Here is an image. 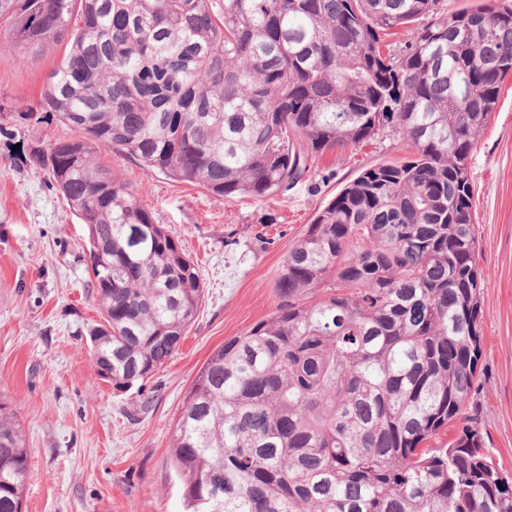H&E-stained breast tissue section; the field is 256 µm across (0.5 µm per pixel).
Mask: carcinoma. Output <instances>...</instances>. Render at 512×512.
<instances>
[{
    "instance_id": "cac0c4a2",
    "label": "carcinoma",
    "mask_w": 512,
    "mask_h": 512,
    "mask_svg": "<svg viewBox=\"0 0 512 512\" xmlns=\"http://www.w3.org/2000/svg\"><path fill=\"white\" fill-rule=\"evenodd\" d=\"M0 20V52L65 43L19 111L84 134L33 161L86 225L92 355L118 391L176 354L204 287L98 152L263 199L308 170L298 138L316 154L389 128L414 149L316 212L276 312L198 370L172 435L187 512H512V476L469 414L483 344L469 159L512 71V0H0ZM400 32L405 49L384 50ZM27 477L0 403V512H23Z\"/></svg>"
}]
</instances>
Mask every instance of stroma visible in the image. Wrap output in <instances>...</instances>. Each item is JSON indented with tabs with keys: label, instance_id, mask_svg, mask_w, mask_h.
Returning <instances> with one entry per match:
<instances>
[{
	"label": "stroma",
	"instance_id": "obj_1",
	"mask_svg": "<svg viewBox=\"0 0 512 512\" xmlns=\"http://www.w3.org/2000/svg\"><path fill=\"white\" fill-rule=\"evenodd\" d=\"M64 54H0V401L29 448L25 512H184L170 458L172 433L200 367L224 341L271 317L288 246L315 212L364 168L412 149L384 132L360 147L314 156L287 191L220 198L119 152L101 164L197 264L204 300L178 352L142 387L114 390L96 376L89 330L101 315L88 286L86 227L33 163L34 150L77 138L54 122L20 119ZM483 271V356L472 412L494 463L512 474V74L469 159Z\"/></svg>",
	"mask_w": 512,
	"mask_h": 512
}]
</instances>
